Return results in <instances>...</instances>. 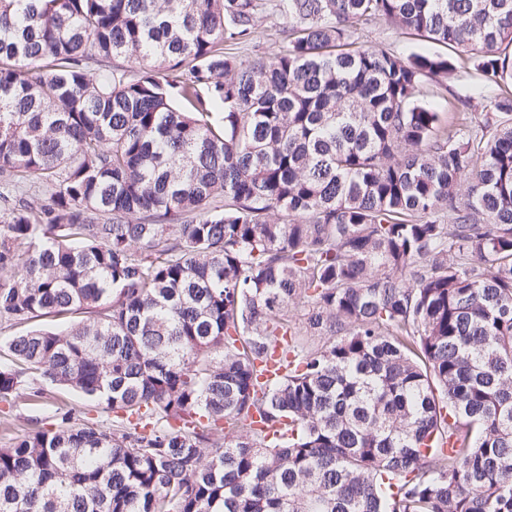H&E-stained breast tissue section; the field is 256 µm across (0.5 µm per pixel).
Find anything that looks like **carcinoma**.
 I'll use <instances>...</instances> for the list:
<instances>
[{
	"label": "carcinoma",
	"instance_id": "1",
	"mask_svg": "<svg viewBox=\"0 0 512 512\" xmlns=\"http://www.w3.org/2000/svg\"><path fill=\"white\" fill-rule=\"evenodd\" d=\"M76 314L0 402L112 426L1 446L0 512H512V0H0V325ZM288 21L280 14H274L266 17L260 27L259 38L257 39V47L232 46L230 52H237L243 58L252 56L255 53L266 58L276 56L287 43ZM364 44L369 47L391 48L402 54L432 52L443 49L384 21L371 26L367 36L364 38ZM482 84L476 71L461 69L454 78L448 79L447 89L434 87L439 93H434L428 99L437 102L443 120L450 124L459 112H486L487 100L482 95H490L491 92H481ZM35 387L40 389L42 397L30 398L29 391L26 390L12 400L10 407L5 403L0 404V420L2 416V419L6 417L10 422V431L3 432L0 427V447L10 438L21 435L30 428L53 423L52 416L58 407L72 408L85 423L112 424V412H103L76 392L42 380Z\"/></svg>",
	"mask_w": 512,
	"mask_h": 512
}]
</instances>
